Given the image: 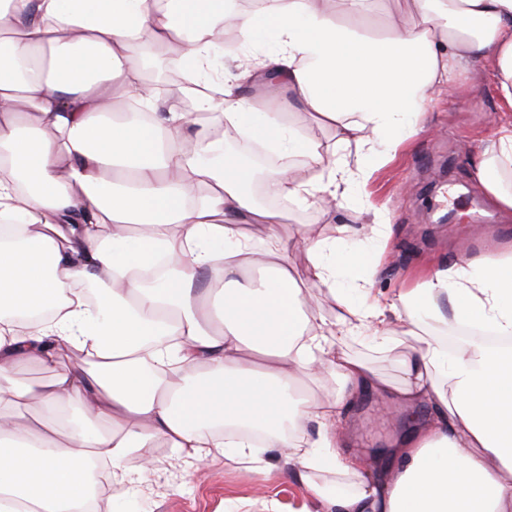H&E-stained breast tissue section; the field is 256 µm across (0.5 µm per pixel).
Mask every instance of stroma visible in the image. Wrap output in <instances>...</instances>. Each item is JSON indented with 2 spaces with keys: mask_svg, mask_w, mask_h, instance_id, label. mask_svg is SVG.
Returning a JSON list of instances; mask_svg holds the SVG:
<instances>
[{
  "mask_svg": "<svg viewBox=\"0 0 512 512\" xmlns=\"http://www.w3.org/2000/svg\"><path fill=\"white\" fill-rule=\"evenodd\" d=\"M167 47L151 48L153 63L145 83L166 85L162 109L195 105L197 94L170 86ZM427 126L419 130L392 162L372 167L365 183L343 205L316 209L300 200H278L265 193V209H281L286 217L282 237L292 240V265L305 268L304 233L348 238L367 233L376 214L390 226L389 245L382 257L374 288L390 294L413 287L429 267L482 258L497 261L512 255V214L497 209L475 177V167L491 138V118L499 111L491 66L481 62L461 70L449 91L425 101ZM415 344L399 335L391 349L382 350L362 338L344 339L343 349L369 361L393 381L401 380V361ZM431 415L426 405L407 407L377 396L356 401L347 411L348 449L362 457L377 456ZM153 459L141 471V457ZM134 480L116 501L122 512H225L231 501L275 499L281 512H317L292 474L274 471L267 479L234 464L216 461L193 473L163 441L131 456Z\"/></svg>",
  "mask_w": 512,
  "mask_h": 512,
  "instance_id": "obj_1",
  "label": "stroma"
}]
</instances>
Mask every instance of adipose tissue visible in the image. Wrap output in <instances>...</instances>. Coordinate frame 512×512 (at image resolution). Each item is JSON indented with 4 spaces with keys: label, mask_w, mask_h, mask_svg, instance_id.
Here are the masks:
<instances>
[{
    "label": "adipose tissue",
    "mask_w": 512,
    "mask_h": 512,
    "mask_svg": "<svg viewBox=\"0 0 512 512\" xmlns=\"http://www.w3.org/2000/svg\"><path fill=\"white\" fill-rule=\"evenodd\" d=\"M369 2L267 0L232 15L226 0H0V512H97L89 472L129 482L128 457L155 439L199 470L220 455L264 476L278 452L318 512H512V257L439 265L378 295L377 223L366 242L309 240L300 284L280 213L248 198L256 181L301 200L346 197L368 163L424 126L429 91L485 60L500 111L475 176L512 212V0H417V16L384 37L348 21ZM227 17L247 61L199 106L270 149L276 162L260 171L244 152L208 162L184 151L196 117L160 111L141 81L139 47L187 33L180 59L198 82ZM256 84L355 155L325 161L244 97ZM119 98L151 112L150 124L115 120ZM252 221L264 240L243 235ZM246 267L259 277L243 278ZM205 270L222 285L217 333L195 309ZM311 288L343 317H309ZM397 321L417 345L396 384L342 342L389 346ZM75 353L92 367L67 366ZM27 362L52 367L51 379L11 382ZM324 373L342 383L331 400L295 393L298 376ZM366 395L426 403L432 415L386 457H350L345 410ZM218 424L253 429L261 444ZM319 472L345 482L326 489Z\"/></svg>",
    "instance_id": "obj_1"
}]
</instances>
